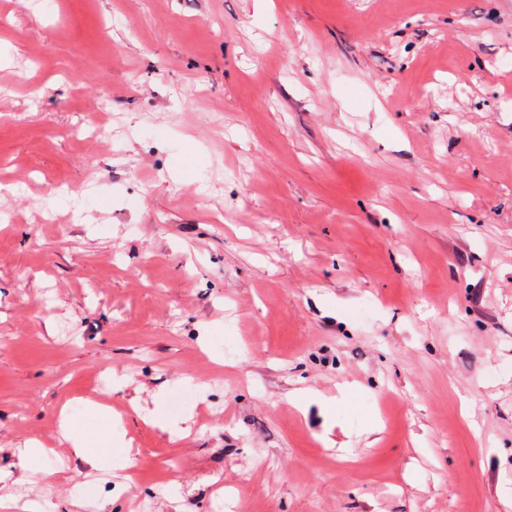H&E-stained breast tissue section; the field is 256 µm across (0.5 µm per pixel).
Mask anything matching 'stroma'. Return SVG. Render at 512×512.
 <instances>
[{
	"mask_svg": "<svg viewBox=\"0 0 512 512\" xmlns=\"http://www.w3.org/2000/svg\"><path fill=\"white\" fill-rule=\"evenodd\" d=\"M511 76L512 0H0V512H512Z\"/></svg>",
	"mask_w": 512,
	"mask_h": 512,
	"instance_id": "stroma-1",
	"label": "stroma"
}]
</instances>
